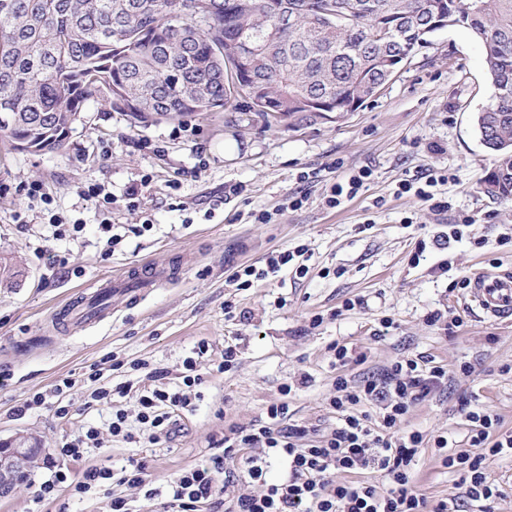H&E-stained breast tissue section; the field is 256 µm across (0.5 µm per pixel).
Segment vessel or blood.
Returning <instances> with one entry per match:
<instances>
[{
    "label": "vessel or blood",
    "instance_id": "vessel-or-blood-1",
    "mask_svg": "<svg viewBox=\"0 0 512 512\" xmlns=\"http://www.w3.org/2000/svg\"><path fill=\"white\" fill-rule=\"evenodd\" d=\"M176 274L156 265H134L116 277L98 281L92 296L80 298L65 311L68 321L88 322L110 314L107 299L121 294L128 300L140 299L162 281L175 279ZM469 307L478 309L485 316L497 320L512 319V272H486L475 277L468 290Z\"/></svg>",
    "mask_w": 512,
    "mask_h": 512
}]
</instances>
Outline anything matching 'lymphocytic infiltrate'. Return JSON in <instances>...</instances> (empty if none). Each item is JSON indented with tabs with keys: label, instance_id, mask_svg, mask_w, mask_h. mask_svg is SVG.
Here are the masks:
<instances>
[{
	"label": "lymphocytic infiltrate",
	"instance_id": "lymphocytic-infiltrate-1",
	"mask_svg": "<svg viewBox=\"0 0 512 512\" xmlns=\"http://www.w3.org/2000/svg\"><path fill=\"white\" fill-rule=\"evenodd\" d=\"M303 248L270 252L263 265H239L232 269L227 282L240 290L259 286L284 268L295 277H306L309 269L300 261ZM209 348L200 341L191 357L185 358L182 382L172 391L160 384L163 370L150 371L155 387L132 388L120 383L113 387L99 385V370H92L91 380L98 386L91 393L93 401L111 404L114 396L135 395L139 412L136 419L118 411L106 430L91 427L64 443L62 455L72 460L83 458L86 449L97 447L101 433L132 439V423L150 432L151 442L169 438L172 433V410L193 411V393L203 378L197 372L198 356ZM332 365L337 370L335 393L327 405L336 416L330 427L287 423V404H273L267 419L251 427L232 426L219 444L222 453L210 468H187L165 483L162 512H201L203 506L221 507L225 512H495L502 496L499 486L488 481L487 458L512 456V431L501 429V420L493 411L479 404L477 397L459 400V410L469 427V451L449 453L451 438L441 433L426 436L404 425L410 408L448 387L447 366L421 356L395 361L378 375L354 380L348 374L351 366L363 364L364 353L347 345L333 343L329 347ZM443 450V463L456 479L448 496L431 502L415 485L413 468L427 447ZM248 449L239 467V476L247 483L263 484L258 494H241L227 502L223 496L224 461L233 457L235 449ZM285 468L282 479L267 482L272 461ZM372 471L383 478V485L360 480V473ZM344 481H337V474ZM109 481L132 486L145 485L147 466L133 459L121 468H90L80 480L58 470L42 482L37 500L53 498L57 491L68 488L85 494Z\"/></svg>",
	"mask_w": 512,
	"mask_h": 512
}]
</instances>
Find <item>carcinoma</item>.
<instances>
[{
  "label": "carcinoma",
  "mask_w": 512,
  "mask_h": 512,
  "mask_svg": "<svg viewBox=\"0 0 512 512\" xmlns=\"http://www.w3.org/2000/svg\"><path fill=\"white\" fill-rule=\"evenodd\" d=\"M272 1L288 9V29L273 31ZM438 18L483 44L491 102L475 127L493 155L483 187L512 198V0H0V113H11L0 138L57 151L95 96L138 120L267 118L283 96L288 126L310 125L374 98ZM248 37L254 52H229ZM22 276L0 258L1 280Z\"/></svg>",
  "instance_id": "cac0c4a2"
}]
</instances>
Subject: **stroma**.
Instances as JSON below:
<instances>
[{
	"label": "stroma",
	"instance_id": "obj_1",
	"mask_svg": "<svg viewBox=\"0 0 512 512\" xmlns=\"http://www.w3.org/2000/svg\"><path fill=\"white\" fill-rule=\"evenodd\" d=\"M490 94L480 41L465 28L448 27L402 63L374 101L340 120L328 116L292 128L228 110L141 122L97 97L61 150L20 152L0 142V257L25 269L19 284H0V371L10 375L0 387V439L26 433L42 449L29 479L0 499V512H110L117 497L134 512H159V498L115 482L83 497L64 490L40 502L36 493L52 468L78 476L86 467L119 466L131 457L144 460L154 486H161L182 469L212 466V440L230 426L265 419L274 403L287 402L290 420L334 424L326 405L336 378L328 353L334 342L366 353V363L353 369L357 375L416 355L451 368L471 364V373L457 374L447 391L411 408L410 429L451 434L457 450H467L458 408L465 394L476 395L512 429V323L467 309L466 290L450 287L487 271L512 270V243L500 242L512 232V199L484 192L493 157L473 122ZM365 167L372 176L358 195L327 208L326 189ZM303 171L309 182H299ZM432 171L448 177L435 188L450 203L441 216L396 193L401 180ZM32 183L40 186L34 198L27 194ZM90 184L112 196V231L121 242L109 255L99 203L80 193ZM232 184L243 185V194L225 195ZM301 194L303 206L289 209V196ZM259 211L270 212L272 222L255 223ZM54 215L81 223L82 232L55 236ZM467 217L473 226L447 252L426 251L412 264L417 240ZM476 235L485 247L473 246ZM300 245L308 250L306 277L284 270L256 288L228 285L233 267L259 265L271 251ZM61 257L77 273L58 268ZM139 262L179 267L180 276L138 302L115 301L114 312L100 320L59 321V310L97 279ZM442 263L448 272L440 276L434 269ZM348 298L356 306L346 311ZM228 301L237 309L232 320L224 317ZM434 312L442 321L430 323ZM316 314L323 322L314 328ZM386 316L395 324L385 330L380 321ZM449 318L462 321L451 333ZM202 340L209 350L196 357L201 398L194 411L179 414L169 439L149 443L137 426L133 441L107 435L82 460L59 457L66 441L87 426L104 427L113 410L131 418L138 412L132 395L115 398L109 408L88 406L97 384L89 378L92 365L111 355L127 363L125 371L102 375L101 381L117 384L138 380L129 365L145 361L165 370L164 384L173 390L183 360ZM228 345L237 348V364L216 373ZM304 374L308 383L296 387ZM66 377L75 385L65 397L70 415L61 419L53 390ZM288 384L293 390L286 396ZM38 392L45 405L16 415ZM414 479L432 500L446 497L452 484L432 448L420 454Z\"/></svg>",
	"mask_w": 512,
	"mask_h": 512
}]
</instances>
